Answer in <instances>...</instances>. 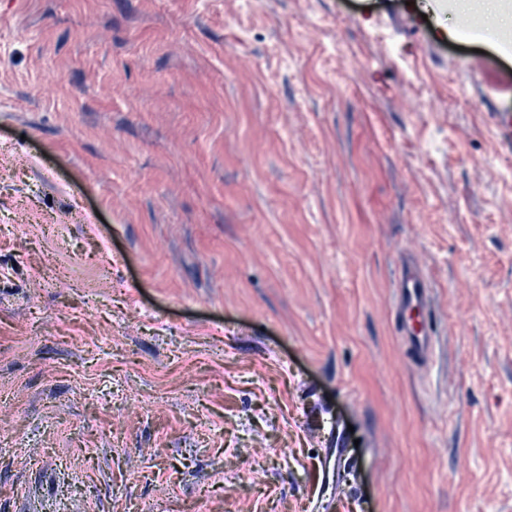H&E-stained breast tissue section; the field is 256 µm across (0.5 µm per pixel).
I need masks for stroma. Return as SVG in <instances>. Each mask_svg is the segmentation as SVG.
<instances>
[{
	"instance_id": "35a3bbf8",
	"label": "stroma",
	"mask_w": 512,
	"mask_h": 512,
	"mask_svg": "<svg viewBox=\"0 0 512 512\" xmlns=\"http://www.w3.org/2000/svg\"><path fill=\"white\" fill-rule=\"evenodd\" d=\"M425 2L0 0V512H512V36ZM431 288L422 276L415 260L409 257L402 263L396 288L398 332L405 337L411 358L423 360L430 354L434 344L433 329L420 325L419 329L405 324V314L416 309L418 313L430 311Z\"/></svg>"
}]
</instances>
